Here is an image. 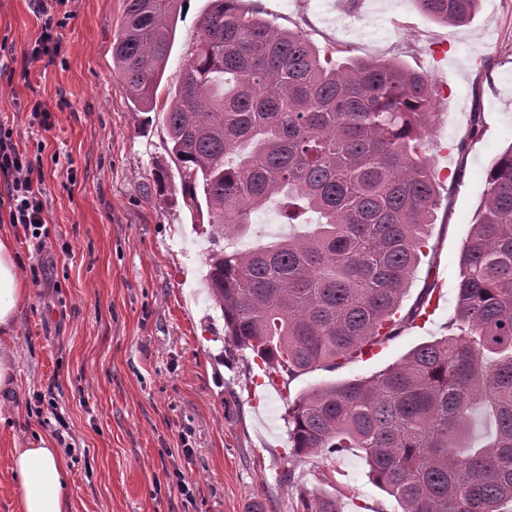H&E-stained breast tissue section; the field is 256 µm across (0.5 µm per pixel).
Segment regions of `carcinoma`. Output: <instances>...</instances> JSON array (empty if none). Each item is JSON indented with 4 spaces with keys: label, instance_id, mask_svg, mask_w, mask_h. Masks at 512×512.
Segmentation results:
<instances>
[{
    "label": "carcinoma",
    "instance_id": "carcinoma-1",
    "mask_svg": "<svg viewBox=\"0 0 512 512\" xmlns=\"http://www.w3.org/2000/svg\"><path fill=\"white\" fill-rule=\"evenodd\" d=\"M112 64L150 112L187 0H123ZM444 24L479 0H416ZM164 122L184 196L203 194L212 241L240 238L278 200L315 228L208 254L225 336L273 379L355 361L396 336V315L438 207L423 153L435 109L424 72L382 59L338 62L303 34L211 0ZM458 333L414 347L368 377L319 385L288 408L291 454L357 450L401 512H512V148L486 173L463 244ZM480 409L487 443L469 436ZM299 512H338L330 495Z\"/></svg>",
    "mask_w": 512,
    "mask_h": 512
}]
</instances>
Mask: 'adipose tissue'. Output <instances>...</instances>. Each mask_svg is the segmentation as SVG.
<instances>
[{
    "mask_svg": "<svg viewBox=\"0 0 512 512\" xmlns=\"http://www.w3.org/2000/svg\"><path fill=\"white\" fill-rule=\"evenodd\" d=\"M28 296L12 243L0 239V394L16 389L15 351L6 339ZM11 472L18 484L20 512H67L73 484L67 459L54 441L39 436L12 452Z\"/></svg>",
    "mask_w": 512,
    "mask_h": 512,
    "instance_id": "adipose-tissue-1",
    "label": "adipose tissue"
}]
</instances>
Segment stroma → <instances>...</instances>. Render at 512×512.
I'll use <instances>...</instances> for the list:
<instances>
[{"label":"stroma","mask_w":512,"mask_h":512,"mask_svg":"<svg viewBox=\"0 0 512 512\" xmlns=\"http://www.w3.org/2000/svg\"><path fill=\"white\" fill-rule=\"evenodd\" d=\"M209 6L187 0L156 106L140 112L112 69L123 0H70L60 56L29 66L23 54L40 31L33 4L0 0V39L11 51L0 59V126L42 168L49 216L32 235L0 208V232L29 288L11 333L17 389L0 405V512H16L12 449L58 433L72 470L70 512H246L253 500L265 512H296L304 491L335 494L339 512H398L360 454L293 457L288 407L451 335L462 244L487 169L512 145V0H481L462 26L435 23L415 0H239L320 49L420 68L439 92L425 142L439 205L401 305L409 310L430 290L434 311L373 356L280 390L260 385L253 356L226 337L204 289L215 244L200 207L182 197L164 123ZM36 100L49 107L51 128L28 112ZM249 221L236 248L290 230L272 202ZM178 470L190 496L173 483Z\"/></svg>","instance_id":"obj_1"}]
</instances>
